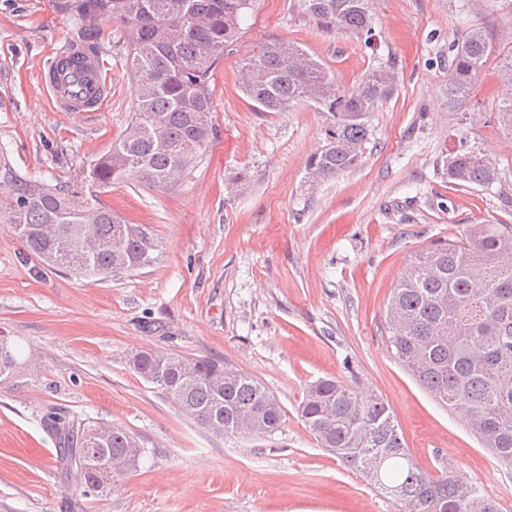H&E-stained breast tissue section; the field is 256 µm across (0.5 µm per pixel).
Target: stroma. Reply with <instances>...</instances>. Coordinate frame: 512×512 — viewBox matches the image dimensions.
Segmentation results:
<instances>
[{
  "label": "stroma",
  "instance_id": "35a3bbf8",
  "mask_svg": "<svg viewBox=\"0 0 512 512\" xmlns=\"http://www.w3.org/2000/svg\"><path fill=\"white\" fill-rule=\"evenodd\" d=\"M75 0H0V166L48 187L79 181L125 131L135 76L128 47L100 18L112 97L83 117L56 111L39 71L84 37ZM374 45L327 34L294 0H255L211 83L215 134L175 185L99 190L145 225L150 266L106 278L55 271L0 223V336L33 351L22 383H0V512H402L320 447L298 414L307 387L333 379L383 397L412 458L475 481L512 512V467L483 448L466 416L438 402L395 357L385 311L411 257L475 224H512V152L498 120V78L512 41V0H371ZM472 28L492 45L463 113L449 109L451 47ZM297 42L343 90L386 60L394 94L379 102L360 163L313 183L307 162L331 122L315 104L260 112L242 93L245 59L270 39ZM499 179H448L459 137ZM143 350L229 361L280 401L267 435H219L184 415L133 368ZM121 427L140 443L135 470L81 495L60 475L49 411Z\"/></svg>",
  "mask_w": 512,
  "mask_h": 512
}]
</instances>
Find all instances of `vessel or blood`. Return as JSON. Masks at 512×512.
<instances>
[{"label":"vessel or blood","mask_w":512,"mask_h":512,"mask_svg":"<svg viewBox=\"0 0 512 512\" xmlns=\"http://www.w3.org/2000/svg\"><path fill=\"white\" fill-rule=\"evenodd\" d=\"M41 83L57 111L95 112L112 94V68L101 48L66 44L42 70Z\"/></svg>","instance_id":"vessel-or-blood-1"}]
</instances>
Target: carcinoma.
<instances>
[{"mask_svg": "<svg viewBox=\"0 0 512 512\" xmlns=\"http://www.w3.org/2000/svg\"><path fill=\"white\" fill-rule=\"evenodd\" d=\"M253 0H83L82 21L112 18L137 74L131 121L86 181L105 188L128 181L166 187L185 172L214 135L211 81L224 48L237 40ZM325 33L341 31L372 44L370 0H297ZM484 32L470 29L455 46L448 104L466 103L472 77L490 53ZM395 64L368 71L355 90L341 91L321 63L296 44L271 40L242 66V90L262 112H283L314 102L332 124L327 144L308 168L321 178L358 165L369 137V116L397 85ZM501 122L512 132V94H500ZM448 179L488 187L496 167L465 137L444 158ZM15 198L0 220L13 224L24 246L46 266L85 277L108 276L155 261L158 242L137 224L98 200L17 177ZM512 253L511 224H475L463 241L440 240L415 254L386 308L388 342L415 379L448 406L463 408L472 432L497 459L512 464ZM135 371L180 411L218 433L271 434L283 409L257 379L224 361L187 360L140 352ZM20 361L0 339V382L19 384ZM302 421L321 447L360 472L406 512H501L498 503L466 477L434 476L406 448L396 417L383 398L336 380L308 387L299 405ZM43 425L57 441L67 486L86 495L104 484L102 464L115 460L136 469L143 449L119 427L68 421L57 412Z\"/></svg>", "mask_w": 512, "mask_h": 512, "instance_id": "cac0c4a2", "label": "carcinoma"}]
</instances>
